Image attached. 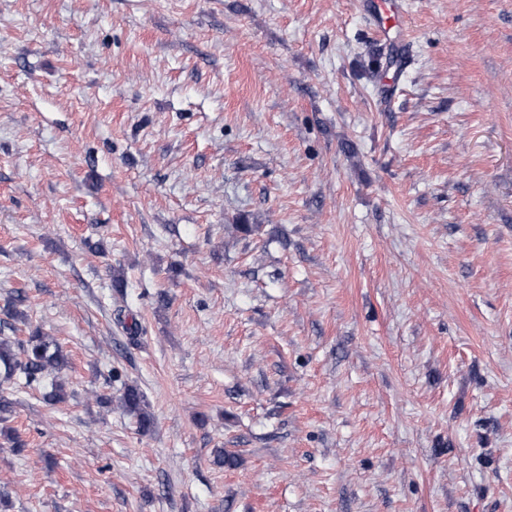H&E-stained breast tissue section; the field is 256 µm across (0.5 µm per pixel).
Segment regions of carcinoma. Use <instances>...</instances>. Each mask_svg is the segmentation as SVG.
<instances>
[{"label": "carcinoma", "mask_w": 512, "mask_h": 512, "mask_svg": "<svg viewBox=\"0 0 512 512\" xmlns=\"http://www.w3.org/2000/svg\"><path fill=\"white\" fill-rule=\"evenodd\" d=\"M68 364L67 355L53 336L35 333L18 339L0 332V369L3 370V378L38 391L48 405L65 400L64 385L59 381V374ZM94 397L98 403L106 406L117 402L124 413L136 419L141 432L152 430L154 417L138 386L124 383L115 397L98 392L94 393Z\"/></svg>", "instance_id": "1"}]
</instances>
